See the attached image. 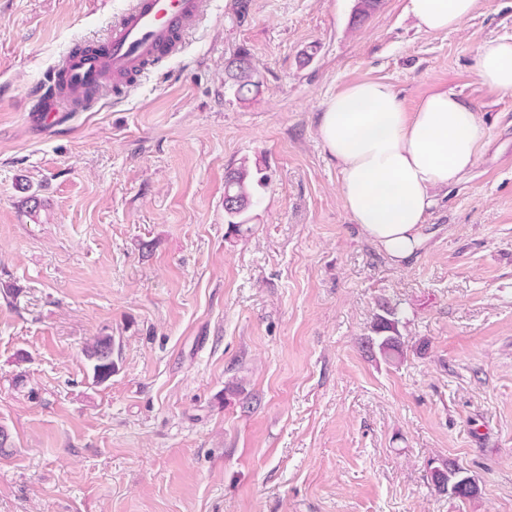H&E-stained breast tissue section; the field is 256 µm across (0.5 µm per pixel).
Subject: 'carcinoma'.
<instances>
[{"mask_svg": "<svg viewBox=\"0 0 512 512\" xmlns=\"http://www.w3.org/2000/svg\"><path fill=\"white\" fill-rule=\"evenodd\" d=\"M382 0H356L353 22L360 24L368 19L381 6ZM224 85L234 90L241 100L258 89L259 81L251 53L239 49L225 64ZM267 177L261 170L251 171L247 161L230 169L224 189V218L229 228L236 234L244 232L249 224L251 212L261 206V190L266 188ZM399 323L398 310L386 307L385 315L378 318L374 327L377 337L368 340V347L378 349L384 359L391 364H399L404 359V343L399 336L390 332ZM88 370L93 383L103 384L112 377V335L106 332L94 337L83 348ZM431 483L440 492L466 500L478 494L475 480L462 475V468L443 465L431 469Z\"/></svg>", "mask_w": 512, "mask_h": 512, "instance_id": "cac0c4a2", "label": "carcinoma"}]
</instances>
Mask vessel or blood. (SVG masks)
I'll return each instance as SVG.
<instances>
[{
	"instance_id": "b4317fda",
	"label": "vessel or blood",
	"mask_w": 512,
	"mask_h": 512,
	"mask_svg": "<svg viewBox=\"0 0 512 512\" xmlns=\"http://www.w3.org/2000/svg\"><path fill=\"white\" fill-rule=\"evenodd\" d=\"M205 0H132L104 40L64 56L57 67L60 89L42 107L25 113L29 127L43 128L62 113L88 110L107 83L126 84L148 65L175 54L188 25L204 11Z\"/></svg>"
}]
</instances>
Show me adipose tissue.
I'll use <instances>...</instances> for the list:
<instances>
[{"mask_svg":"<svg viewBox=\"0 0 512 512\" xmlns=\"http://www.w3.org/2000/svg\"><path fill=\"white\" fill-rule=\"evenodd\" d=\"M482 0H408L428 32L459 28ZM475 69L489 86L512 89V37L479 46ZM318 132L341 172V195L356 224L392 261H409L424 241L434 189L457 184L476 163L486 129L475 108L438 90L405 111L393 88L363 81L336 94Z\"/></svg>","mask_w":512,"mask_h":512,"instance_id":"obj_1","label":"adipose tissue"}]
</instances>
